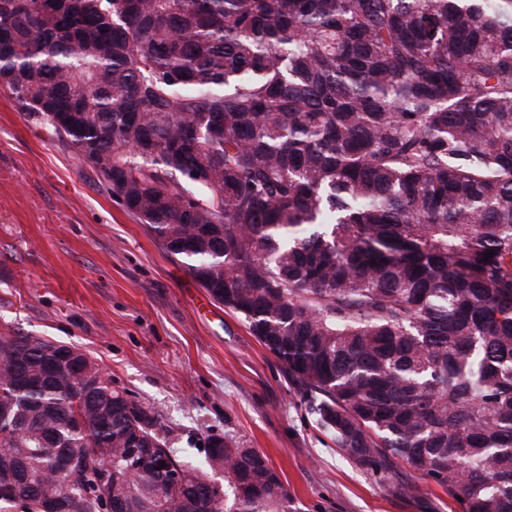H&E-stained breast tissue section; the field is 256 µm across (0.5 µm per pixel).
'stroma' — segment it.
<instances>
[{"instance_id": "1", "label": "stroma", "mask_w": 512, "mask_h": 512, "mask_svg": "<svg viewBox=\"0 0 512 512\" xmlns=\"http://www.w3.org/2000/svg\"><path fill=\"white\" fill-rule=\"evenodd\" d=\"M14 333L88 354L171 447L227 434L258 449L300 512H462L407 464L388 486L349 463L282 364L0 86V335Z\"/></svg>"}]
</instances>
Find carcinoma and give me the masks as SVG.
Here are the masks:
<instances>
[{
    "mask_svg": "<svg viewBox=\"0 0 512 512\" xmlns=\"http://www.w3.org/2000/svg\"><path fill=\"white\" fill-rule=\"evenodd\" d=\"M0 85L352 465L512 512V0H0ZM99 372L0 336V512H298L259 451H176Z\"/></svg>",
    "mask_w": 512,
    "mask_h": 512,
    "instance_id": "obj_1",
    "label": "carcinoma"
}]
</instances>
